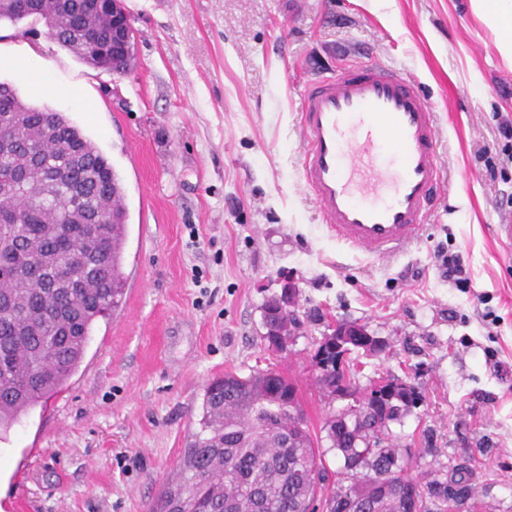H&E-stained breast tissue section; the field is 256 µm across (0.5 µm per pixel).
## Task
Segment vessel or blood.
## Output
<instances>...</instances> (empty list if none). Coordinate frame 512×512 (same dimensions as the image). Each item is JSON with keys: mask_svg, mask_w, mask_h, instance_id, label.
Returning a JSON list of instances; mask_svg holds the SVG:
<instances>
[{"mask_svg": "<svg viewBox=\"0 0 512 512\" xmlns=\"http://www.w3.org/2000/svg\"><path fill=\"white\" fill-rule=\"evenodd\" d=\"M304 184L337 240L375 256L417 236L440 182L434 109L387 65L346 69L305 92Z\"/></svg>", "mask_w": 512, "mask_h": 512, "instance_id": "b4317fda", "label": "vessel or blood"}]
</instances>
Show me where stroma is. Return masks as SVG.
I'll return each instance as SVG.
<instances>
[{"mask_svg": "<svg viewBox=\"0 0 512 512\" xmlns=\"http://www.w3.org/2000/svg\"><path fill=\"white\" fill-rule=\"evenodd\" d=\"M129 73L93 68L43 23L0 22V81L69 118L122 179L125 293L71 379L0 441V512H149L198 428L206 384L288 375L312 433L329 401L310 368L327 322L365 324L363 359L422 397L396 446L418 484L469 474L487 512H512V65L471 0H125ZM49 94L17 66L29 51ZM376 63L412 74L434 107L440 188L421 232L386 257L339 243L302 180L309 84ZM469 283L441 276L438 248ZM301 329L263 339L281 276Z\"/></svg>", "mask_w": 512, "mask_h": 512, "instance_id": "35a3bbf8", "label": "stroma"}]
</instances>
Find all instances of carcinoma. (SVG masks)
<instances>
[{
	"label": "carcinoma",
	"instance_id": "carcinoma-1",
	"mask_svg": "<svg viewBox=\"0 0 512 512\" xmlns=\"http://www.w3.org/2000/svg\"><path fill=\"white\" fill-rule=\"evenodd\" d=\"M111 0H0V21H41L48 34L86 63L110 68ZM0 175L26 174L11 195L0 197V405L27 412L60 388L78 369L98 320L124 293L123 252L128 234L120 178L108 159L66 116L25 103L0 82ZM88 270L74 288L51 287L60 264L78 257ZM39 258L40 273L28 281L16 270ZM356 362L333 370L321 385L353 382ZM267 369L247 376L227 371L209 383L201 404L200 430L183 449L178 471L155 499L151 512H304L307 498L336 503L365 499L369 512H395L391 499L370 497L393 477L397 490L414 483L403 473L390 426L378 430L380 448H365L336 425L324 423L330 448L343 458L331 480L291 380L278 375L280 399L258 387ZM430 505L445 512L448 480L427 485Z\"/></svg>",
	"mask_w": 512,
	"mask_h": 512
}]
</instances>
